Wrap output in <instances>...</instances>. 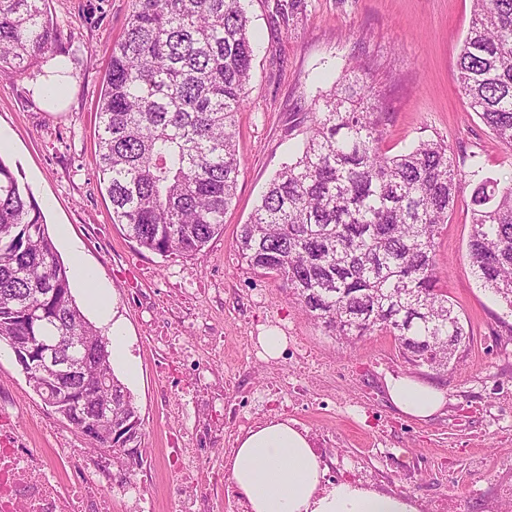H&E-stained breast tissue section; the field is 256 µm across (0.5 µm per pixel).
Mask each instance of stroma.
Listing matches in <instances>:
<instances>
[{"label":"stroma","mask_w":512,"mask_h":512,"mask_svg":"<svg viewBox=\"0 0 512 512\" xmlns=\"http://www.w3.org/2000/svg\"><path fill=\"white\" fill-rule=\"evenodd\" d=\"M277 0H246L255 40L247 104L238 114L241 162L235 199L224 214V232L198 255L162 258L127 240L112 221V205L96 173L97 103L113 42L123 34L134 0H47L63 27L52 56L69 66L66 104L48 108L32 85L43 74L0 80V150L19 181L40 203L48 232L65 266L81 259L93 283L106 294L110 323H101L85 291L72 293L86 318L104 334L119 330L128 358L127 373L115 365L143 424L144 463L123 485L102 475L112 465L105 453L91 452L89 438L46 406L28 385L10 349L0 344V416L21 448H70L85 470L97 472L98 493L112 512H129L128 486H135L141 512H172L185 473L169 464L167 450L189 435L209 382L228 379L229 395L262 392L280 379L301 380L307 400L288 417L310 436L336 432L326 462L336 479L356 463L376 473V489L415 498L420 508L448 500L455 512H490L494 491L512 482V316L483 288L466 258L472 192L480 181L512 176V152L502 146L469 108L457 81V58L467 34L471 0H300L292 13L276 11ZM363 65L379 90L383 147L406 151L419 140L444 141L467 184L439 239L437 254L444 286L469 320L473 342L464 360L436 372L404 363L393 337L378 333L338 343L302 314L279 288L242 262L236 233L247 223L275 173L299 153L314 99ZM480 172H473L472 154ZM295 336L321 362L300 374L283 357L266 356L260 344L242 337L269 330ZM176 334L194 355L177 366L173 379L163 370L171 361L164 342ZM205 336L219 345L202 344ZM407 375L445 392L447 401L433 418L417 421L390 401L386 382ZM358 398L360 407L337 408L340 399ZM498 406L504 424L485 409Z\"/></svg>","instance_id":"1"}]
</instances>
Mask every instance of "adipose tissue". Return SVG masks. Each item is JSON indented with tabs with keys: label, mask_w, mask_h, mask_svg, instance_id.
I'll list each match as a JSON object with an SVG mask.
<instances>
[{
	"label": "adipose tissue",
	"mask_w": 512,
	"mask_h": 512,
	"mask_svg": "<svg viewBox=\"0 0 512 512\" xmlns=\"http://www.w3.org/2000/svg\"><path fill=\"white\" fill-rule=\"evenodd\" d=\"M388 396L404 415L432 417L444 396L435 386L406 376L391 377ZM230 482L250 512H418L405 496L382 494L342 480L321 489V460L306 434L286 420H272L239 438Z\"/></svg>",
	"instance_id": "ef3b65f1"
}]
</instances>
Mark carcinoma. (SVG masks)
I'll return each instance as SVG.
<instances>
[{
    "label": "carcinoma",
    "mask_w": 512,
    "mask_h": 512,
    "mask_svg": "<svg viewBox=\"0 0 512 512\" xmlns=\"http://www.w3.org/2000/svg\"><path fill=\"white\" fill-rule=\"evenodd\" d=\"M244 0H135L112 45L98 102L99 183L112 223L165 258L199 254L224 233L237 188L235 117L246 102L253 46ZM46 0H0V74L17 76L58 42ZM459 91L512 151V0H472L458 57ZM379 91L353 74L314 103L296 159L280 169L235 245L325 334L346 342L394 338L413 367L446 371L472 336L440 287L435 238L466 182L448 145L421 140L382 148ZM468 259L483 287L512 313V178L472 193ZM82 336L85 369L61 390V416L99 436L102 378L112 380V450L120 479L135 472L124 449L141 445L142 421L112 367L109 338L72 295L40 204L0 158V342L37 352L46 336Z\"/></svg>",
    "instance_id": "obj_1"
}]
</instances>
